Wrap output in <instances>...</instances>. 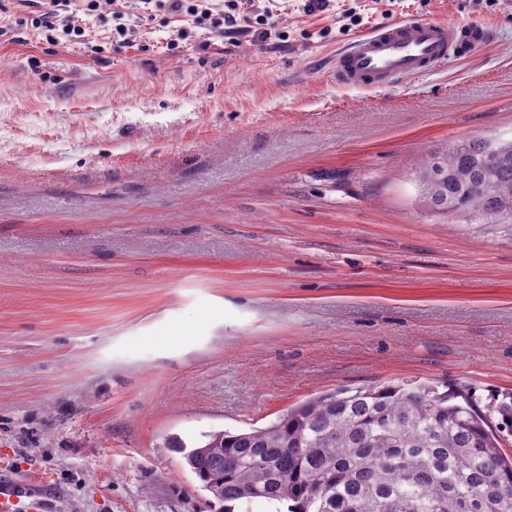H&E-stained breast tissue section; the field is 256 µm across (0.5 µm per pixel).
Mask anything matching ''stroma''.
Here are the masks:
<instances>
[{"label": "stroma", "instance_id": "1", "mask_svg": "<svg viewBox=\"0 0 512 512\" xmlns=\"http://www.w3.org/2000/svg\"><path fill=\"white\" fill-rule=\"evenodd\" d=\"M305 3L241 0L219 34L103 0L82 41L0 37V481L40 472L44 512H211L174 442L335 388L512 391V224L415 181L512 140V0ZM414 18L494 38L336 83L338 48Z\"/></svg>", "mask_w": 512, "mask_h": 512}]
</instances>
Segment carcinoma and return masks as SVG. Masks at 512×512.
<instances>
[{
    "instance_id": "cac0c4a2",
    "label": "carcinoma",
    "mask_w": 512,
    "mask_h": 512,
    "mask_svg": "<svg viewBox=\"0 0 512 512\" xmlns=\"http://www.w3.org/2000/svg\"><path fill=\"white\" fill-rule=\"evenodd\" d=\"M507 157L461 139L416 170L424 200L444 216L500 214L512 223ZM512 393L479 408L462 387L418 381L340 388L289 409L267 427L215 431L178 444L201 488L232 503L290 501L289 512H512Z\"/></svg>"
}]
</instances>
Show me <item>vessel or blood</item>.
I'll use <instances>...</instances> for the list:
<instances>
[{"mask_svg": "<svg viewBox=\"0 0 512 512\" xmlns=\"http://www.w3.org/2000/svg\"><path fill=\"white\" fill-rule=\"evenodd\" d=\"M485 27L450 21L416 19L374 28L355 38L336 55L333 75L350 88H375L411 79L446 65L459 49L485 43ZM30 512H40L42 499L25 483L0 485V512H16L20 495Z\"/></svg>", "mask_w": 512, "mask_h": 512, "instance_id": "b4317fda", "label": "vessel or blood"}]
</instances>
